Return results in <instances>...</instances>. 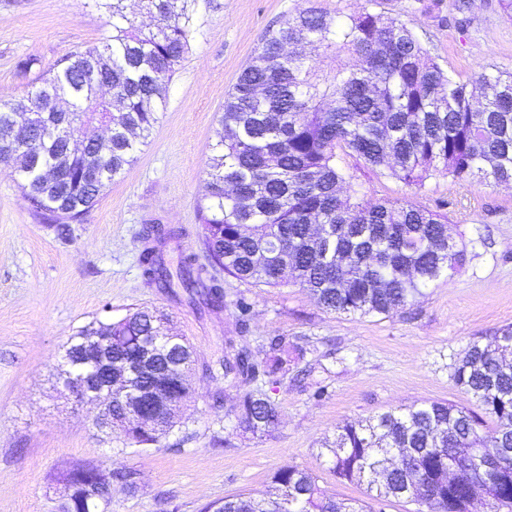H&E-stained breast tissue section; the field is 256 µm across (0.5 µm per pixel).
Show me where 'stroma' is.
<instances>
[{"mask_svg": "<svg viewBox=\"0 0 512 512\" xmlns=\"http://www.w3.org/2000/svg\"><path fill=\"white\" fill-rule=\"evenodd\" d=\"M470 2L462 25L458 0H197L198 32L150 137L67 234L33 212L14 169L0 164V512H55L53 475L75 461L139 472L136 492L113 486L112 512H203L229 495L265 494L287 466L316 474L338 497L365 501V486L340 482L331 470L325 444L338 426L423 401L475 408L453 383L451 365L471 343L512 329V185L436 177L416 190L342 156L374 198L407 197L446 216L468 254L460 271L388 314L331 313L300 286H256L225 274L223 308L196 307L147 285L139 264V234L149 222L177 229L181 251L206 263L198 216L204 170L224 100L267 30L310 5L367 9L401 16L457 78L484 67L512 71V19L498 0ZM105 31L91 0H0V100L28 95L19 60L35 55L52 65L98 44ZM240 298L252 305L245 331ZM140 307L171 314L173 330L195 351L193 395L155 445L102 433L98 408L74 402L59 379L69 336ZM272 336L288 337L305 356L265 385L279 424L260 437L233 413L237 392L225 386L220 363L229 343L264 358Z\"/></svg>", "mask_w": 512, "mask_h": 512, "instance_id": "stroma-1", "label": "stroma"}]
</instances>
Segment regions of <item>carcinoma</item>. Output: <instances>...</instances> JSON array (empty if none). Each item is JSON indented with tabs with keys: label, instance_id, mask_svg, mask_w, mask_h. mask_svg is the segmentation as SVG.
Instances as JSON below:
<instances>
[{
	"label": "carcinoma",
	"instance_id": "1",
	"mask_svg": "<svg viewBox=\"0 0 512 512\" xmlns=\"http://www.w3.org/2000/svg\"><path fill=\"white\" fill-rule=\"evenodd\" d=\"M93 2L107 26L100 44L71 51L47 69L37 57L18 63L20 74L36 73L30 97L64 103L66 111L18 112L0 101V142L9 139L0 163L16 165L30 206L53 224L78 220L135 160L164 109L161 89L197 31V0H140L154 18L148 29L127 12L126 0ZM325 60L333 64L331 76L320 67ZM94 122L111 137L72 147ZM220 125L198 205L212 263L257 286L298 284L339 314L402 308L460 270L467 252L448 242L444 216L409 199L378 200L357 190L339 196L346 175L337 151L417 189L433 176L512 182V71L456 80L405 21L369 10L347 15L306 7L267 31L225 99ZM313 222L324 225L317 238ZM178 239L171 227H143L139 262L147 284L223 305L222 284L195 257L180 254L174 270L165 264V249ZM169 322L167 313L143 308L98 323L117 339L112 366L136 360ZM229 348L222 368L240 391L235 414L252 434H267L277 425V406L255 383L288 375L303 349L280 336L270 339L261 361L244 347ZM510 348L507 328L471 344L452 365L453 382L481 412L423 402L347 422L326 446L332 472L367 484L378 500L426 507L417 512H465L463 503L477 496L487 512L512 507ZM186 359L183 350L154 379L177 404L192 395L179 367ZM156 421L148 431H124L138 444H157L172 423L159 411ZM484 448L507 454L489 467ZM92 473L90 464L76 462L56 480ZM273 482L276 497L227 496L222 512H366L359 501L328 494L305 470L280 469ZM111 502L108 494L89 502L60 498L56 512H107Z\"/></svg>",
	"mask_w": 512,
	"mask_h": 512
}]
</instances>
